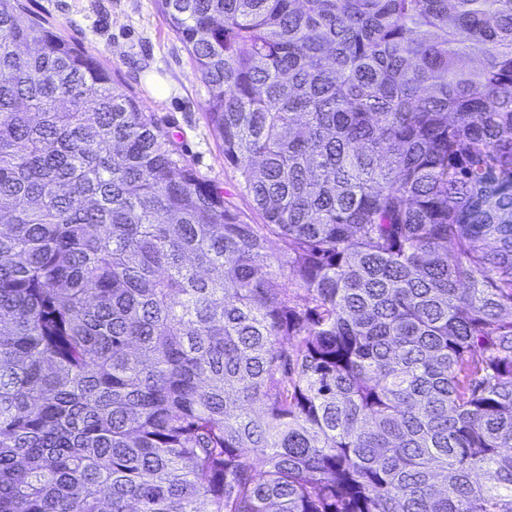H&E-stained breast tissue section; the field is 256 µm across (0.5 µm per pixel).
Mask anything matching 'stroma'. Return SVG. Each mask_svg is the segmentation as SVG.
I'll list each match as a JSON object with an SVG mask.
<instances>
[{
	"mask_svg": "<svg viewBox=\"0 0 512 512\" xmlns=\"http://www.w3.org/2000/svg\"><path fill=\"white\" fill-rule=\"evenodd\" d=\"M64 38L96 56L115 74L120 90L135 96L197 173L261 223L250 198L240 194L238 175L224 162L205 117L208 90L157 0H25Z\"/></svg>",
	"mask_w": 512,
	"mask_h": 512,
	"instance_id": "stroma-1",
	"label": "stroma"
}]
</instances>
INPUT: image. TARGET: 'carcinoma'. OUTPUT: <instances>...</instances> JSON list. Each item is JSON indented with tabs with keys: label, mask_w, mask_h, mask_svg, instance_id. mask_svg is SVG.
Listing matches in <instances>:
<instances>
[{
	"label": "carcinoma",
	"mask_w": 512,
	"mask_h": 512,
	"mask_svg": "<svg viewBox=\"0 0 512 512\" xmlns=\"http://www.w3.org/2000/svg\"><path fill=\"white\" fill-rule=\"evenodd\" d=\"M158 4L263 223L0 0V512H512V0Z\"/></svg>",
	"instance_id": "cac0c4a2"
}]
</instances>
